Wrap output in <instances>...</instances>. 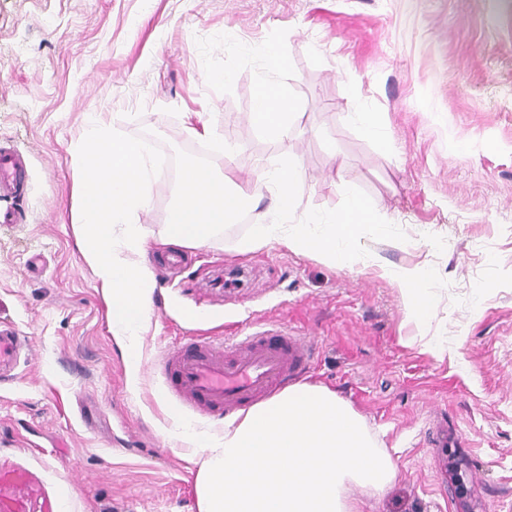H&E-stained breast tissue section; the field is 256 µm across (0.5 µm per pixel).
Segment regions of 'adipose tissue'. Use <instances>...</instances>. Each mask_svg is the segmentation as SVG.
I'll return each instance as SVG.
<instances>
[{"label":"adipose tissue","mask_w":512,"mask_h":512,"mask_svg":"<svg viewBox=\"0 0 512 512\" xmlns=\"http://www.w3.org/2000/svg\"><path fill=\"white\" fill-rule=\"evenodd\" d=\"M258 123L271 140L287 134L292 114L283 94L261 91ZM180 207L192 228L171 227L173 244L205 245L230 223L244 197L228 192L222 173L190 165L181 172ZM177 439L200 451L198 512H363L350 487L373 496L394 482L397 467L351 405L329 388L289 386L224 426L220 439L178 426Z\"/></svg>","instance_id":"obj_1"}]
</instances>
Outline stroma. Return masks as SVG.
<instances>
[{
	"instance_id": "35a3bbf8",
	"label": "stroma",
	"mask_w": 512,
	"mask_h": 512,
	"mask_svg": "<svg viewBox=\"0 0 512 512\" xmlns=\"http://www.w3.org/2000/svg\"><path fill=\"white\" fill-rule=\"evenodd\" d=\"M264 86L296 107L276 142L251 118ZM95 123L181 164L222 140L213 163L234 186L291 157L299 218L361 189L407 235L363 238L368 252L446 280L429 321H410L380 269L277 243L242 251L258 208L202 247L170 244L177 185L159 174L136 216L154 293L130 381L72 225L73 149ZM202 125L211 139L192 134ZM5 141L29 186L23 222L0 223V328L29 353L0 378V512H197L194 450L170 433L220 437L224 423L177 400L165 359L184 333L249 316L303 332L304 381L347 400L391 454L398 476L364 512H461L452 453L475 512H512V0H0ZM436 417L454 451L429 445ZM461 459L455 454H449L448 456V482L454 488L460 502L463 503V512H473L470 508V500L473 496V491L468 489L465 485L464 477L462 475V463Z\"/></svg>"
}]
</instances>
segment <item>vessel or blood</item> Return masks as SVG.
I'll list each match as a JSON object with an SVG mask.
<instances>
[{
    "instance_id": "b4317fda",
    "label": "vessel or blood",
    "mask_w": 512,
    "mask_h": 512,
    "mask_svg": "<svg viewBox=\"0 0 512 512\" xmlns=\"http://www.w3.org/2000/svg\"><path fill=\"white\" fill-rule=\"evenodd\" d=\"M26 178L24 157L0 145V195L14 202L23 198ZM21 344L14 330L0 329L1 367L10 366ZM309 360L304 337L284 329L257 330L255 319L248 317L224 342L191 338L168 355L165 369L184 406L202 417L221 419L273 397L302 374Z\"/></svg>"
}]
</instances>
